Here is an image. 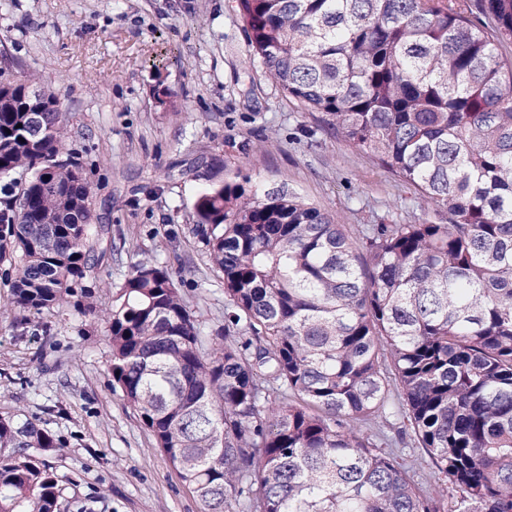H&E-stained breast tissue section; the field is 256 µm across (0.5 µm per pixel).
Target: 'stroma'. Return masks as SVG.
Masks as SVG:
<instances>
[{
  "instance_id": "stroma-1",
  "label": "stroma",
  "mask_w": 512,
  "mask_h": 512,
  "mask_svg": "<svg viewBox=\"0 0 512 512\" xmlns=\"http://www.w3.org/2000/svg\"><path fill=\"white\" fill-rule=\"evenodd\" d=\"M52 83L92 185L95 259L80 280L107 306L132 267L177 276L189 310L224 329V288L193 204L225 173L285 189L339 224L414 220L409 192L301 109L248 52L236 0H0V70ZM80 295L22 317L0 307V416L61 442L59 512H200L111 386L102 315Z\"/></svg>"
}]
</instances>
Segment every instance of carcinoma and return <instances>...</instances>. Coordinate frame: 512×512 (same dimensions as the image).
I'll use <instances>...</instances> for the list:
<instances>
[{"instance_id": "obj_1", "label": "carcinoma", "mask_w": 512, "mask_h": 512, "mask_svg": "<svg viewBox=\"0 0 512 512\" xmlns=\"http://www.w3.org/2000/svg\"><path fill=\"white\" fill-rule=\"evenodd\" d=\"M269 80L376 157L423 212L353 234L285 191L227 175L197 223L224 286L209 336L168 269L136 263L107 312L112 389L201 512H512V0H237ZM0 97L8 304L74 293L91 185L26 82ZM22 127H17V124ZM421 448L420 488L392 449ZM60 441L0 417V512H58Z\"/></svg>"}]
</instances>
